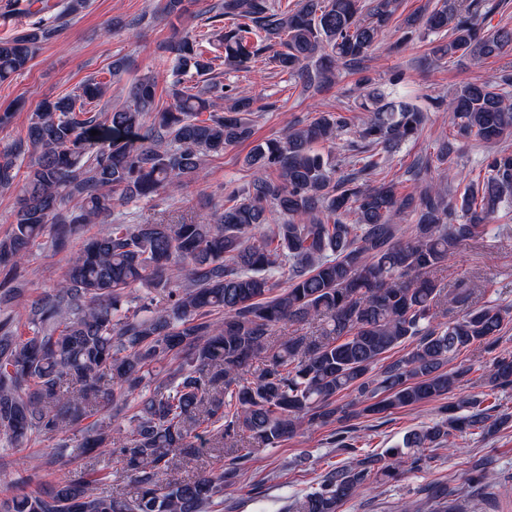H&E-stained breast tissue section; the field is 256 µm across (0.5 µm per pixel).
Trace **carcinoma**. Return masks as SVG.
<instances>
[{
	"mask_svg": "<svg viewBox=\"0 0 512 512\" xmlns=\"http://www.w3.org/2000/svg\"><path fill=\"white\" fill-rule=\"evenodd\" d=\"M47 9L27 5L28 29L0 40V81L60 35L58 20L41 16ZM397 10L398 0H297L285 8L223 0L218 16L232 21L229 30L215 29L203 43L185 29L164 51L175 75L203 76L215 61L239 71L270 50L280 72L319 89L335 83L341 66L363 71ZM493 10L482 0H433L402 20L403 40L433 35V53L450 60L499 57L512 51V27L487 29ZM359 85L355 106L369 113L362 125L319 112L257 144L244 160L246 185L224 186V205L202 219L130 224L115 210L203 183L207 158L253 136V96L176 79L171 103L160 108L158 80L146 76L127 87L122 106L91 112L107 92L91 78L29 113L25 136L0 151V189L16 191L12 229L0 238V304L19 299L13 283L33 249L46 244L66 265L52 289L0 315V434L16 447L52 440L65 463L95 452L113 458L135 491H114L108 467L44 478L32 491L31 476L18 471L0 512H221L224 488L237 483L254 448L444 400L468 373L447 370L463 348L492 354L484 387L512 388V353L495 352L512 307L476 304L479 288L466 277L445 296L434 277L458 246L488 235L499 212L512 209V73L467 82L435 103L452 112L454 140L499 145L459 196L446 146L413 162L406 192L393 179L362 180L418 138L428 114L367 76ZM319 143L328 153L315 151ZM436 164L448 173L433 183L427 175ZM343 165L349 173L336 175ZM410 214L405 237L397 220ZM84 224L100 228L79 241ZM446 303L459 312L444 321ZM315 320V335H276L281 324ZM402 345L405 354L378 366ZM258 358L264 367L253 372ZM162 360L170 367L157 378ZM484 396L442 406L436 421L380 455L361 458L347 430L333 432L344 462L293 512H339L368 485L421 468L427 450L512 428V413ZM104 409L81 439L70 437ZM119 415L127 426H112ZM207 450L228 462L194 480L171 477ZM427 510L466 505L440 488Z\"/></svg>",
	"mask_w": 512,
	"mask_h": 512,
	"instance_id": "cac0c4a2",
	"label": "carcinoma"
}]
</instances>
